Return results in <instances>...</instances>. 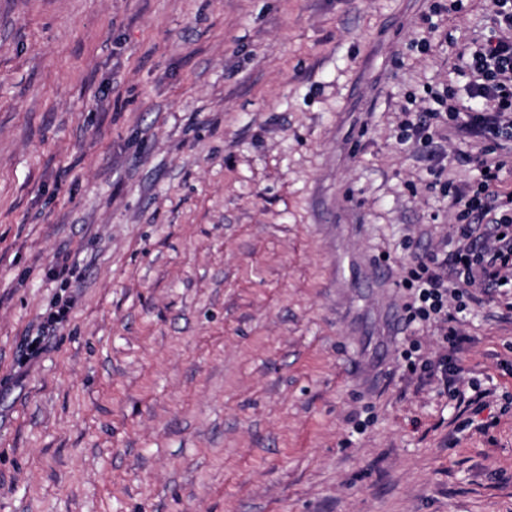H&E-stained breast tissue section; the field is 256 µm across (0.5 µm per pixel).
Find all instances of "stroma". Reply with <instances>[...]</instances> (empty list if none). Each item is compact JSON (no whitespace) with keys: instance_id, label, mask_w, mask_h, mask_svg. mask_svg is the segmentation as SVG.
I'll return each mask as SVG.
<instances>
[{"instance_id":"35a3bbf8","label":"stroma","mask_w":512,"mask_h":512,"mask_svg":"<svg viewBox=\"0 0 512 512\" xmlns=\"http://www.w3.org/2000/svg\"><path fill=\"white\" fill-rule=\"evenodd\" d=\"M433 2L0 0V512H512V293L455 315L488 432L402 357L457 209L398 111L492 11ZM69 308L67 305L58 306L46 318L40 321L37 331L26 337L19 366H25L40 356L46 349V341L55 336L57 329L68 320ZM35 345V348H32Z\"/></svg>"}]
</instances>
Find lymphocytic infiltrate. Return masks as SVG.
<instances>
[{"label": "lymphocytic infiltrate", "instance_id": "obj_1", "mask_svg": "<svg viewBox=\"0 0 512 512\" xmlns=\"http://www.w3.org/2000/svg\"><path fill=\"white\" fill-rule=\"evenodd\" d=\"M491 34L465 45L458 54L469 75L466 91L472 101L468 112L450 104L451 89L433 93L434 104L407 113L399 125L401 143L428 148L442 129L458 127L486 140L483 152L473 157L481 172L477 186L450 188L445 170L430 173L441 193L452 194L459 212L455 229L457 247L448 257L413 255L410 279L416 284L413 302L406 304V321L438 324L444 354L430 359L411 343L403 357L420 380L437 381L451 397H461L454 364L463 338L451 324L449 298H462L470 288H512V191L501 188L500 175L512 166V157L497 154L495 144L512 138V0H493Z\"/></svg>", "mask_w": 512, "mask_h": 512}]
</instances>
